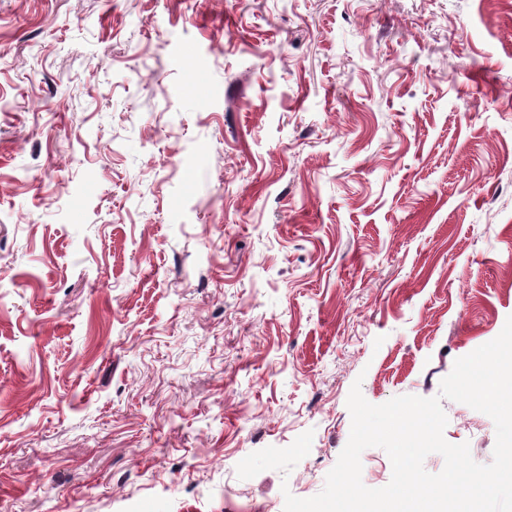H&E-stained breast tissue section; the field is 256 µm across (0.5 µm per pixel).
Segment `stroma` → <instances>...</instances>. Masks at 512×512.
I'll return each instance as SVG.
<instances>
[{"label":"stroma","mask_w":512,"mask_h":512,"mask_svg":"<svg viewBox=\"0 0 512 512\" xmlns=\"http://www.w3.org/2000/svg\"><path fill=\"white\" fill-rule=\"evenodd\" d=\"M511 316L506 0H0V512H284Z\"/></svg>","instance_id":"obj_1"}]
</instances>
